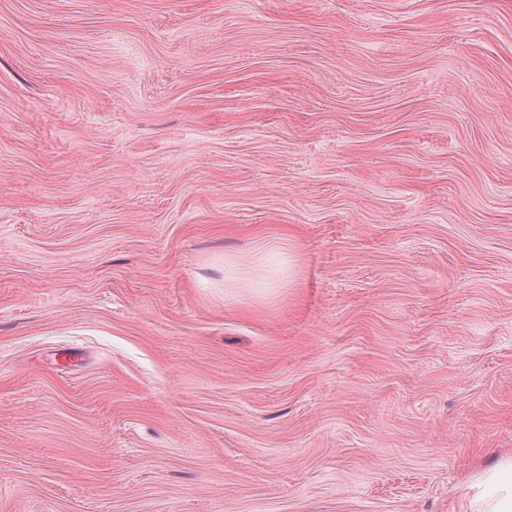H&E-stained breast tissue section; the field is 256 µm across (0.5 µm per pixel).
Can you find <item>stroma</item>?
<instances>
[{"instance_id":"1","label":"stroma","mask_w":512,"mask_h":512,"mask_svg":"<svg viewBox=\"0 0 512 512\" xmlns=\"http://www.w3.org/2000/svg\"><path fill=\"white\" fill-rule=\"evenodd\" d=\"M511 458L512 0H0V512Z\"/></svg>"}]
</instances>
